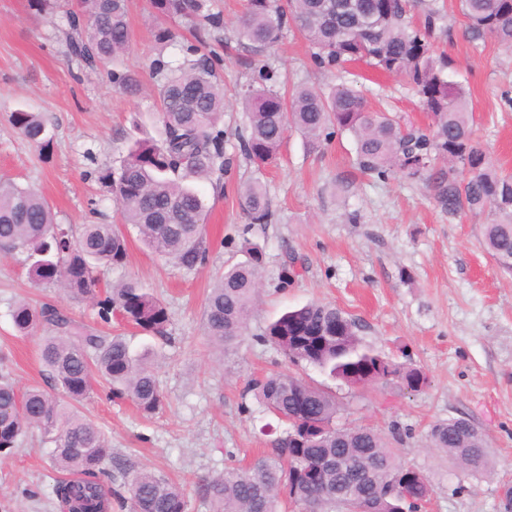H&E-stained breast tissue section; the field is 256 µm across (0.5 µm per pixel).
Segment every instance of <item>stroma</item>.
<instances>
[{
	"instance_id": "35a3bbf8",
	"label": "stroma",
	"mask_w": 512,
	"mask_h": 512,
	"mask_svg": "<svg viewBox=\"0 0 512 512\" xmlns=\"http://www.w3.org/2000/svg\"><path fill=\"white\" fill-rule=\"evenodd\" d=\"M436 4L452 28L437 42L454 63L448 76L469 89L475 134L496 168L512 175V51L489 38L471 39L458 0ZM217 7L224 13L217 71L224 81L227 137L220 185H196L208 210V259L188 271L133 237L124 264L99 272L101 288L134 279L160 298L176 338L162 347L146 333L123 330L132 350L152 352L165 397L158 414L143 417L99 388L80 407L110 441L113 474L160 471L185 490L188 512H210L198 493L200 481L228 466H246L270 446L260 432L269 418L243 390L251 377L288 370L289 363L259 334L288 308L322 301L359 321L365 344L428 376L427 386L415 392L396 385L350 387L303 368L304 377L335 393L340 424L385 435L400 428L398 461L422 471L433 486L425 512H511L503 489L512 486V275L503 274L479 244L484 216H448L432 191L403 175L382 181L361 174L346 133L332 134L317 153L292 133L274 161L246 160L239 147L247 126L241 100L250 89L325 88L335 83L336 71L316 65L311 47L292 28L273 47L254 50L237 39L244 0H217ZM72 8V0H60L46 18L30 0H0V178L39 191L59 224H117L121 217L104 177L132 139L159 138L161 77L152 64L181 60L194 39L184 30L175 42L157 44L148 0H130V46L112 68L135 76L138 87L129 92L112 83L109 71L84 70L69 58L62 31ZM346 78L371 106L406 125L428 127L408 80L362 62L347 64ZM20 109L45 116L53 134L49 151L13 128L10 115ZM248 180L265 185L272 223L248 225L238 204V188ZM247 241L266 253L262 284L247 337L219 349L203 331L206 296L225 266L241 260ZM288 254L299 274L285 287ZM21 299L53 306L91 327L102 322L90 303L35 285L17 258L0 255V363L17 388H46L39 335H17L9 315ZM460 416L487 436L491 475L465 473L430 448V426ZM56 478L39 432H29L0 457V512H54L49 497Z\"/></svg>"
}]
</instances>
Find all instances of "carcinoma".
Returning a JSON list of instances; mask_svg holds the SVG:
<instances>
[{"label":"carcinoma","mask_w":512,"mask_h":512,"mask_svg":"<svg viewBox=\"0 0 512 512\" xmlns=\"http://www.w3.org/2000/svg\"><path fill=\"white\" fill-rule=\"evenodd\" d=\"M417 0H245L238 20L241 39L257 49L276 43L293 24L313 49L316 61L336 68L337 83L327 89L296 86L282 94L252 89L244 97L248 126L240 150L251 162L277 155L286 134H301L316 152L329 129L351 134L358 169L379 180L397 173L423 182L448 215H487L482 245L500 270L512 274V176L497 170L475 138V115L469 91L448 80L446 58L434 54L440 9L427 5L422 24L409 14ZM162 20H180L202 46L223 42L224 19L211 0H149ZM473 39L492 37L512 50V0H459ZM66 37L72 54L88 68H105L122 55L131 40L128 0H80L70 12ZM215 55L186 49L174 69L157 60L164 74L160 90L161 138L136 140L120 166L107 176L123 222L152 253L194 270L205 263L202 232L205 204L196 180L224 174V88ZM364 62L375 69L407 77L416 87L432 124L404 129L392 116L370 106L345 81L344 66ZM11 123L25 139L47 149L51 135L45 118L20 109ZM248 224H269L272 211L266 187L244 183L238 191ZM128 235L112 224L79 228L54 222L48 202L29 187L0 181V253L21 258L35 284L62 288L74 299L90 301L99 317L131 324L171 341L164 304L138 282L121 281L96 291L97 270L118 266L128 253ZM246 260L224 270L204 306L203 329L219 347L243 337L265 265V253L244 244ZM10 316L22 336L45 333L40 359L58 393L39 385L20 391L0 371V453L15 448L29 429L41 431L53 467L73 475L59 479L53 497L63 512H112L116 493L112 448L101 428L77 405L90 397L95 383H105L115 399H129L145 416L158 412L163 395L144 355L131 351L120 334L102 335L54 308H36L22 300ZM261 341L298 367L310 365L329 376L352 382L358 374L373 384L402 383L417 391L426 373L394 362L365 345L359 325L334 305L310 302L270 323ZM257 405L288 428L251 467L227 468L208 477L199 493L213 512H286L300 504L312 512H336L339 499L371 503V512H419L432 485L421 471L401 464L390 442L362 426L336 424L341 407L333 393L293 374L252 378L247 384ZM431 447L448 455L473 475L493 471L485 435L467 418L435 423ZM403 486L389 491L392 480ZM130 512H187L185 492L162 473L141 470L127 483Z\"/></svg>","instance_id":"obj_1"}]
</instances>
